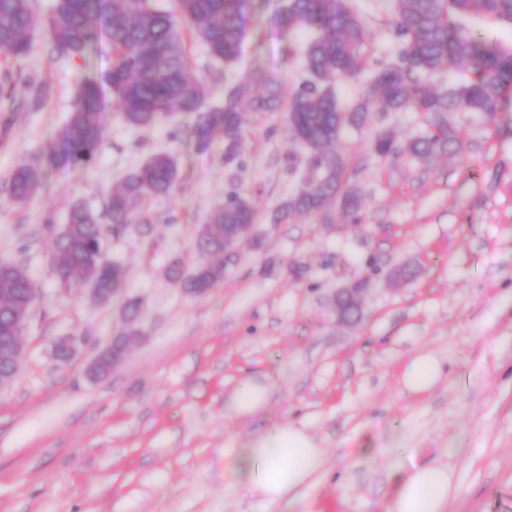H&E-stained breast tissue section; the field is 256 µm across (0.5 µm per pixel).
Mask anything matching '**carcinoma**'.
<instances>
[{"instance_id": "obj_1", "label": "carcinoma", "mask_w": 512, "mask_h": 512, "mask_svg": "<svg viewBox=\"0 0 512 512\" xmlns=\"http://www.w3.org/2000/svg\"><path fill=\"white\" fill-rule=\"evenodd\" d=\"M267 0H54L45 17L32 0H0V51L25 56L33 30L41 27L50 54L79 58L88 70L76 105L48 146L52 164L86 168L97 157L104 136L108 101H113L130 128L153 124L160 116L183 112L195 115L198 144L220 140L224 159L236 161L243 147V114L288 113L290 137L302 148L309 176L276 211L273 220L292 213L319 214L338 207L360 222L359 189L349 184L348 159L338 149L348 129H361L372 112H420L426 131L401 143L393 132L379 130L369 143L380 158L400 154L428 162L464 148L459 131L448 120L451 112H474L493 118L512 88V49L481 41L466 27L471 17H493L512 22V0H393L392 56L374 67L367 65V32L352 0H286L276 10L281 33L291 35L310 28L316 36L306 45L301 65L303 82L287 90L276 70L259 68L235 79L218 106H205L207 87L190 75L184 25L204 45L214 62L237 60L257 14ZM111 47L108 67L97 72L91 61L102 40ZM449 67L468 79L438 91L431 77ZM370 71L369 93L356 103L340 104L336 85L343 78ZM28 105L40 107L47 90L26 83ZM178 180V169L168 154H155L127 174L108 196L103 211L95 213L84 202L71 204L67 222L54 237L51 267L63 285L92 282L101 299L119 294L124 268L106 259V237L125 235L131 225L144 240L153 224L142 212L148 196L167 197ZM45 183V172L23 166L10 178V196L17 203L35 195ZM256 222L253 205L235 188L224 193V204L200 225L195 247L219 258L191 272L174 263L167 275L185 292L202 295L224 278V257ZM32 300V284L23 268L0 261V336L17 335V307ZM141 304L123 305L124 327L102 347L89 373L101 377L112 370V359L130 347L140 334Z\"/></svg>"}]
</instances>
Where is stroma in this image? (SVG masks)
Returning <instances> with one entry per match:
<instances>
[{
  "instance_id": "1",
  "label": "stroma",
  "mask_w": 512,
  "mask_h": 512,
  "mask_svg": "<svg viewBox=\"0 0 512 512\" xmlns=\"http://www.w3.org/2000/svg\"><path fill=\"white\" fill-rule=\"evenodd\" d=\"M354 2L371 61L385 60L391 0ZM310 37H283L265 14L234 64L206 63L189 44L191 73L215 104L225 83L258 65L291 88L301 73L288 52ZM86 76L80 61L49 59L41 30L25 57L0 52V82L29 77L48 90L34 112L0 98V260L21 264L35 288L20 366L0 387V512H271L233 492L232 460L236 446L279 422L301 424L325 450L296 512H386L396 458L454 471L459 491L447 512H512V91L493 121L453 113L466 148L428 163L368 150L380 127L402 141L422 132L420 113H371L342 142L363 194L361 223L338 212L329 223L309 214L276 223L305 173L283 112L245 113L232 163L223 144L196 145L188 115L133 130L110 114L94 164L48 168V143ZM159 151L179 179L170 196L143 203L152 240L131 232L105 247L126 269L122 298L101 305L86 285L60 286L51 257L69 206L101 210ZM25 165L45 167L46 183L16 203L5 184ZM232 187L254 206L256 230L221 282L184 294L166 270L200 262L197 229ZM406 266L415 277L395 280ZM362 277L370 287L360 321L337 322V289ZM126 296L143 304L141 335L109 376L91 379V359L123 327ZM66 341L75 351L62 359ZM420 353L444 374L413 394L402 379ZM249 381L266 401L242 416L235 397Z\"/></svg>"
}]
</instances>
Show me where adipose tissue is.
I'll list each match as a JSON object with an SVG mask.
<instances>
[{
  "mask_svg": "<svg viewBox=\"0 0 512 512\" xmlns=\"http://www.w3.org/2000/svg\"><path fill=\"white\" fill-rule=\"evenodd\" d=\"M324 465V452L295 425L275 424L240 444L234 455L239 491L261 497L290 512L299 491ZM395 491L389 512H446L458 486L448 468L431 463L394 461Z\"/></svg>",
  "mask_w": 512,
  "mask_h": 512,
  "instance_id": "adipose-tissue-1",
  "label": "adipose tissue"
}]
</instances>
